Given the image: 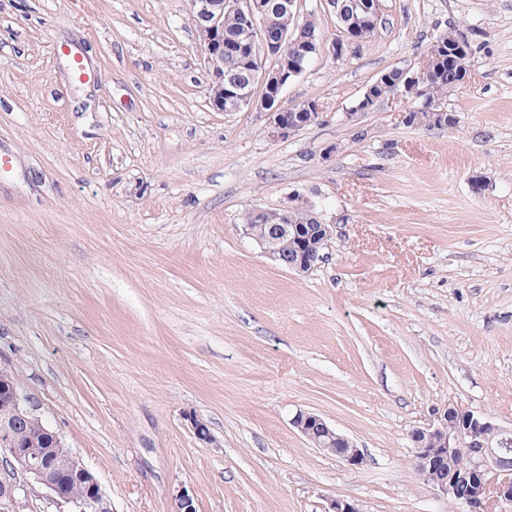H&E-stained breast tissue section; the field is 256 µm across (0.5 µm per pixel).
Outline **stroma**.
<instances>
[{
    "label": "stroma",
    "mask_w": 512,
    "mask_h": 512,
    "mask_svg": "<svg viewBox=\"0 0 512 512\" xmlns=\"http://www.w3.org/2000/svg\"><path fill=\"white\" fill-rule=\"evenodd\" d=\"M450 29L456 128L392 95L352 114ZM212 81L186 0H0V367L114 512L181 488L198 512H462L409 435L451 401L512 428V0H383L358 53L288 84L323 116L285 140ZM296 194L335 226L304 275L241 231ZM291 421L314 447L336 454L350 466L359 467L363 464L361 450L320 415L300 411Z\"/></svg>",
    "instance_id": "obj_1"
}]
</instances>
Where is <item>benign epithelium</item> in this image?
Listing matches in <instances>:
<instances>
[{"label":"benign epithelium","mask_w":512,"mask_h":512,"mask_svg":"<svg viewBox=\"0 0 512 512\" xmlns=\"http://www.w3.org/2000/svg\"><path fill=\"white\" fill-rule=\"evenodd\" d=\"M354 23L359 28H371L382 18L381 0H349ZM189 11L203 52L205 68L215 77V93L209 102L218 112H239L249 109L266 117L268 135L274 140L290 137L298 128L310 125L322 115L317 103L307 101L295 112L281 106V94L288 83L301 75L310 61L329 52L341 57L351 49L352 41H321L314 44L299 34L272 41L266 37L269 25L265 0H189ZM242 16L250 29L247 43L232 55L250 65L249 78L224 77V12ZM271 57L274 64L263 65ZM433 61L426 57L417 68L402 70L401 81L394 94L403 98L422 91V85L432 72ZM304 208L314 224L321 225L320 234L307 239L298 235L291 223V213ZM253 217L261 224H270L275 235H293L299 241V255L286 262V268L296 273H307L322 259L321 249L333 236L334 225L323 221L315 206L302 196L296 204L276 210L252 209ZM243 234L254 240L261 251L276 261L282 260L276 240L262 235L255 225H242ZM0 408L11 413V418L27 419L32 412L25 405L18 380H6L0 375ZM297 428L316 448L336 454L349 465L359 467L363 453L345 435L323 417L310 412H298L292 418ZM417 469L425 482L440 496L460 502L466 512H491L493 505L512 503V429L496 424L484 413L449 402L433 411V418L410 434ZM466 444L471 449V469L463 473H441L448 467L455 448ZM79 481L84 490L76 495L67 491L66 477ZM40 487L56 502L70 507V512H112V505L95 475L71 452H66L65 473H60L57 458L32 448L17 446L9 423L0 422V512H8L10 505L29 497L34 487ZM170 512H197L194 497L179 489L172 496Z\"/></svg>","instance_id":"7a95c632"}]
</instances>
